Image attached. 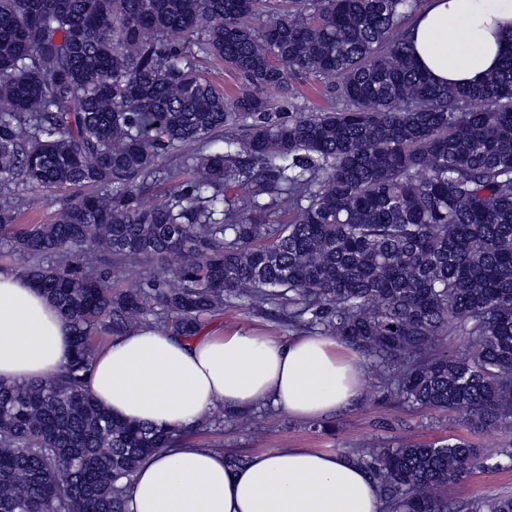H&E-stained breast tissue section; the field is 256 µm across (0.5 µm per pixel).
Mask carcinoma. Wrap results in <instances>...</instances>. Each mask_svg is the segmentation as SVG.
<instances>
[{"instance_id": "obj_1", "label": "carcinoma", "mask_w": 512, "mask_h": 512, "mask_svg": "<svg viewBox=\"0 0 512 512\" xmlns=\"http://www.w3.org/2000/svg\"><path fill=\"white\" fill-rule=\"evenodd\" d=\"M419 5L0 0V236L54 260L25 273L72 331L61 375L0 382V512H128L142 458L186 432L113 417L86 379L151 316L192 337L226 306L275 309L346 342L398 402L512 438V55L481 84H434L405 36ZM201 55L237 73L235 93ZM300 76L336 104L270 111L263 92ZM172 158L182 174L145 205ZM29 186L80 192L18 224ZM503 455L450 438L355 458L388 512H512L447 500L512 469V442Z\"/></svg>"}]
</instances>
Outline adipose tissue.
Listing matches in <instances>:
<instances>
[{
    "mask_svg": "<svg viewBox=\"0 0 512 512\" xmlns=\"http://www.w3.org/2000/svg\"><path fill=\"white\" fill-rule=\"evenodd\" d=\"M419 68L440 86L477 84L512 52V0H427L408 29ZM72 350L55 305L21 272L0 269V381L58 374ZM363 370L336 337L283 341L238 328L190 340L156 325L98 351L88 392L112 416L191 428L216 409L271 405L320 420L362 394ZM129 512H383L377 482L353 456L280 448L235 464L182 441L141 463Z\"/></svg>",
    "mask_w": 512,
    "mask_h": 512,
    "instance_id": "adipose-tissue-1",
    "label": "adipose tissue"
}]
</instances>
